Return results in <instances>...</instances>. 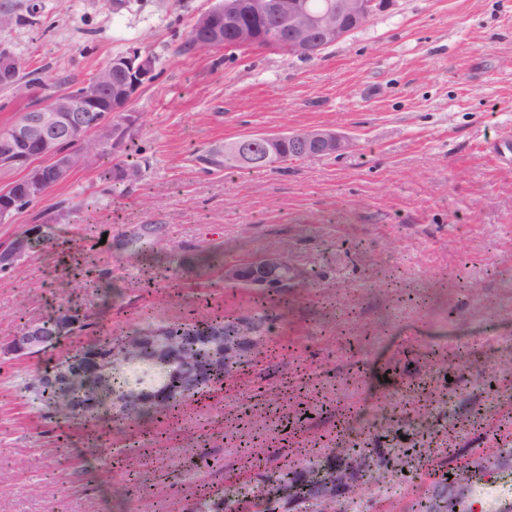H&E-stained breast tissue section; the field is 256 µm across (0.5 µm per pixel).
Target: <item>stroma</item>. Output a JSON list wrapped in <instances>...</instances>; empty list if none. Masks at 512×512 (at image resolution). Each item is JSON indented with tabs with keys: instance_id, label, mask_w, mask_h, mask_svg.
I'll return each instance as SVG.
<instances>
[{
	"instance_id": "35a3bbf8",
	"label": "stroma",
	"mask_w": 512,
	"mask_h": 512,
	"mask_svg": "<svg viewBox=\"0 0 512 512\" xmlns=\"http://www.w3.org/2000/svg\"><path fill=\"white\" fill-rule=\"evenodd\" d=\"M212 0H0V29L39 88L0 89V127L65 80L137 47L159 76L132 103L146 171L103 193L88 162L37 208L0 223L10 242L38 211L48 238L0 271V512H177L199 488L241 512L242 488L325 481L321 512H411L494 473L473 512L512 501V0H394L311 60L279 50L180 54ZM323 128L349 141L263 171L204 172L195 155L246 133ZM162 225L214 251L204 271L118 241ZM286 254L308 280L273 299L224 284V266ZM87 340L187 313L279 317L245 363L180 417L120 424L48 416L24 387L71 342L18 359L6 345L58 305ZM391 409L368 426L372 407ZM372 473L395 494L364 483Z\"/></svg>"
}]
</instances>
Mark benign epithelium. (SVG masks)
Wrapping results in <instances>:
<instances>
[{
	"instance_id": "7a95c632",
	"label": "benign epithelium",
	"mask_w": 512,
	"mask_h": 512,
	"mask_svg": "<svg viewBox=\"0 0 512 512\" xmlns=\"http://www.w3.org/2000/svg\"><path fill=\"white\" fill-rule=\"evenodd\" d=\"M393 0H336L322 11L309 8L308 0H216V4L202 14L201 27L206 29V48L224 40V31H230L237 45L252 47L258 41L254 19L275 17L285 22L288 30V48L301 57H314L324 49L346 39L362 21L389 9ZM20 61L12 49L0 42V85L22 90L17 80ZM152 58L139 49L109 61L104 74L94 82L86 97L83 112H75L67 96L52 97L45 104H37L21 113L9 132L0 136V168L28 164L36 157L52 166L59 182H64L79 167L113 142L112 117L121 115L124 122L137 121L130 113V105L138 91L152 81ZM108 112V117L91 118L93 112ZM91 137L89 149L80 158L62 148L63 141L72 137ZM293 136L254 133L235 141V147L247 158L254 143L260 142L265 153L275 154L285 140ZM300 156L333 155L344 147L336 133L326 129H309L300 137ZM24 196L30 200L41 198L45 182L29 177L21 183ZM27 238L13 244L0 245V268L15 266L26 249ZM306 279V274L287 263L281 253L271 252L239 263L224 265V282H240L254 291L273 295ZM45 344L41 327L31 323L12 337L8 349L12 352H33Z\"/></svg>"
}]
</instances>
